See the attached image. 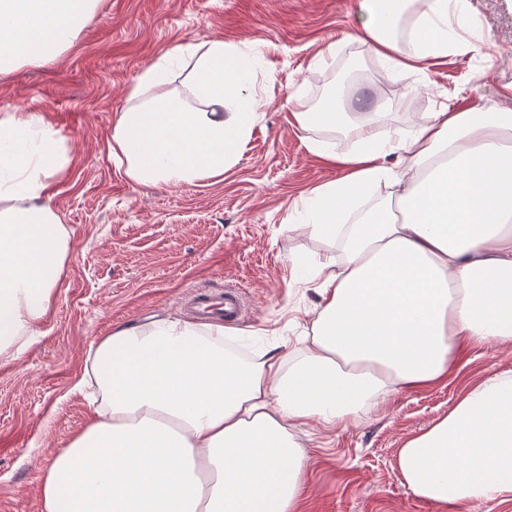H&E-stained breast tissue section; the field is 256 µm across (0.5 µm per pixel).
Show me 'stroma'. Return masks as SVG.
<instances>
[{
  "instance_id": "35a3bbf8",
  "label": "stroma",
  "mask_w": 512,
  "mask_h": 512,
  "mask_svg": "<svg viewBox=\"0 0 512 512\" xmlns=\"http://www.w3.org/2000/svg\"><path fill=\"white\" fill-rule=\"evenodd\" d=\"M360 0H100L94 18L55 61L0 76V114L34 112L56 131L68 168L51 204L70 231L68 260L39 334L0 355V512H40L38 485L55 454L83 429L74 390L89 348L119 324L163 313L192 320L193 289L240 291L246 316L224 348L240 361L265 350L299 358L319 295L306 260L339 254L340 240L289 232L295 202L340 172L310 141L336 152L354 142L336 129L301 128L298 106L337 98L350 121L357 100L378 110L377 135L409 131L439 103L449 110L512 108V0H468L467 36L480 50L430 68L429 88L405 102L407 80L388 78L355 39ZM220 39L253 64L259 102L249 140L221 181L131 184L106 145L130 105L137 75L175 45ZM333 57L315 61L320 46ZM512 373V343L464 346L445 384L406 391L358 423L302 427L308 447L304 512H438L402 483L404 441L448 413L493 374Z\"/></svg>"
}]
</instances>
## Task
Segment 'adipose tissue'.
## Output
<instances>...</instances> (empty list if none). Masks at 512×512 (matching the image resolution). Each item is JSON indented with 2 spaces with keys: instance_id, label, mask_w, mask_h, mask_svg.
I'll return each mask as SVG.
<instances>
[{
  "instance_id": "ef3b65f1",
  "label": "adipose tissue",
  "mask_w": 512,
  "mask_h": 512,
  "mask_svg": "<svg viewBox=\"0 0 512 512\" xmlns=\"http://www.w3.org/2000/svg\"><path fill=\"white\" fill-rule=\"evenodd\" d=\"M401 2L361 0L362 32L391 73L424 87L430 58L475 49L448 31L463 0H418L423 35L407 49L391 35ZM98 3L0 0V75L55 59ZM179 53L140 73L107 138L137 186L220 178L247 142L257 106L248 63L207 41L185 99L167 87ZM295 119L358 145L339 154L310 144L343 175L303 202L301 226L340 238L342 253L317 261L306 355L244 364L225 355L223 325L204 331L163 316L113 328L90 348L81 385L98 395L41 477V512H303L300 426L361 420L391 396L447 381L462 345L512 342V109L443 105L382 141L333 101ZM65 167L40 116L0 117V353L37 335L55 297L70 235L50 199ZM381 186L399 219L370 206ZM397 466L441 512L512 500V375L487 378L409 437Z\"/></svg>"
}]
</instances>
